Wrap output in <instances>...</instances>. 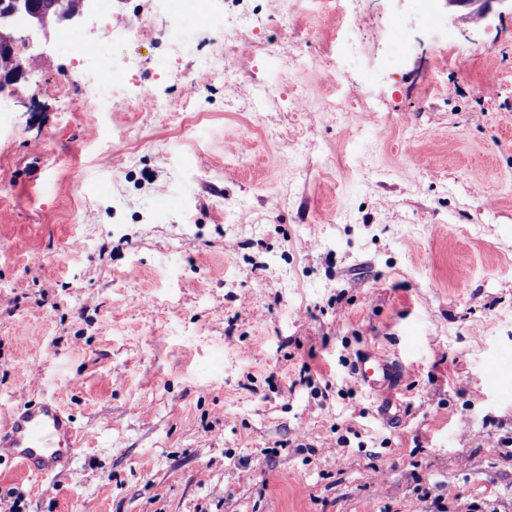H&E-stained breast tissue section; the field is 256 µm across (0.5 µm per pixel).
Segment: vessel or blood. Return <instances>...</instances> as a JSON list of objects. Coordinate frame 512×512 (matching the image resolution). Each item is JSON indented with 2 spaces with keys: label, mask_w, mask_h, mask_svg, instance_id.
Wrapping results in <instances>:
<instances>
[{
  "label": "vessel or blood",
  "mask_w": 512,
  "mask_h": 512,
  "mask_svg": "<svg viewBox=\"0 0 512 512\" xmlns=\"http://www.w3.org/2000/svg\"><path fill=\"white\" fill-rule=\"evenodd\" d=\"M400 373L396 361L377 353L354 367L358 383L378 400L384 416L394 401L391 387ZM79 440L70 415L55 401L26 402L0 424V462L6 460L21 471L55 477L70 470Z\"/></svg>",
  "instance_id": "1"
}]
</instances>
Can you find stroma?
<instances>
[{
    "label": "stroma",
    "mask_w": 512,
    "mask_h": 512,
    "mask_svg": "<svg viewBox=\"0 0 512 512\" xmlns=\"http://www.w3.org/2000/svg\"><path fill=\"white\" fill-rule=\"evenodd\" d=\"M431 7L357 0L351 63L345 0H213L229 40L181 0L176 41L102 45L136 61L105 108L55 88L96 54L42 43L0 112V420L53 399L82 442L1 492L437 512L441 485L447 512H512V8ZM370 351L402 367L396 422L353 376Z\"/></svg>",
    "instance_id": "1"
}]
</instances>
